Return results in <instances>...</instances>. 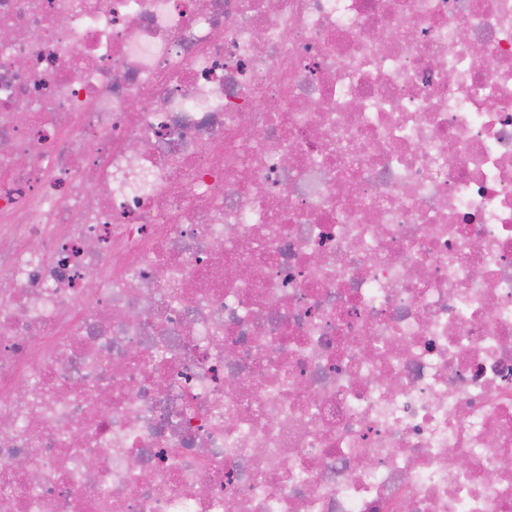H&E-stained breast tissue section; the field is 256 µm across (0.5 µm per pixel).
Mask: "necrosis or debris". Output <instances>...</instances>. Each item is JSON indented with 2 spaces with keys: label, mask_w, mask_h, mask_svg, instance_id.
<instances>
[{
  "label": "necrosis or debris",
  "mask_w": 512,
  "mask_h": 512,
  "mask_svg": "<svg viewBox=\"0 0 512 512\" xmlns=\"http://www.w3.org/2000/svg\"><path fill=\"white\" fill-rule=\"evenodd\" d=\"M230 503L512 512V0H0V512Z\"/></svg>",
  "instance_id": "1"
}]
</instances>
